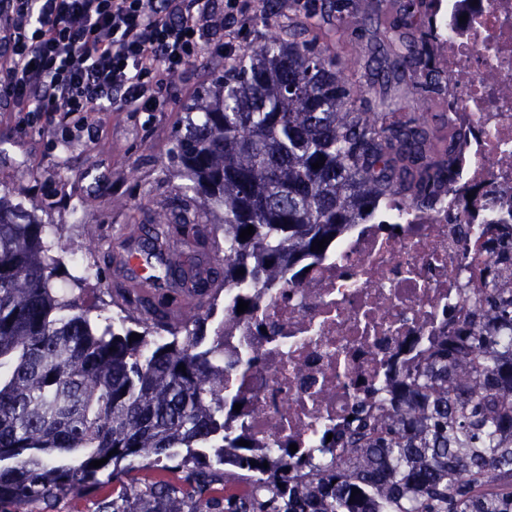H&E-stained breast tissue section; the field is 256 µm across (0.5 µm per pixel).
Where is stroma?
I'll return each mask as SVG.
<instances>
[{"mask_svg":"<svg viewBox=\"0 0 512 512\" xmlns=\"http://www.w3.org/2000/svg\"><path fill=\"white\" fill-rule=\"evenodd\" d=\"M208 82L197 64L172 81L165 111L92 113L91 139L54 141L43 126L0 112V190L24 187L26 207L65 225L62 249L88 247L97 255L103 282L84 295L85 305L111 308L112 290L127 276L120 259L137 246L130 237L135 221L172 204L176 181L167 166L182 106ZM116 195L127 207H113Z\"/></svg>","mask_w":512,"mask_h":512,"instance_id":"1","label":"stroma"}]
</instances>
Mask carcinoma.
<instances>
[{
	"label": "carcinoma",
	"instance_id": "carcinoma-1",
	"mask_svg": "<svg viewBox=\"0 0 512 512\" xmlns=\"http://www.w3.org/2000/svg\"><path fill=\"white\" fill-rule=\"evenodd\" d=\"M431 5L401 0L394 21L371 30L345 0H306L285 31L270 24L279 0H260L251 22L269 29L262 44L184 105L178 202L140 221L143 255L161 274L119 292L116 315L93 318L81 301L101 268L68 272L54 225L0 193V507L106 482L112 496L97 512H512L508 251L477 266L464 324L380 401L362 399L317 462L224 433L223 349L205 344L203 309L224 288L286 282L324 255L316 241L367 223L384 200L429 207L451 184L469 129L450 124L440 138L386 96L357 107L346 67L317 44L326 26L340 39L364 32L369 86L439 88L441 47L418 24ZM221 254L224 267L213 266ZM64 277L72 287L56 286ZM161 282L168 292L152 293ZM175 448L221 455L177 484L127 483Z\"/></svg>",
	"mask_w": 512,
	"mask_h": 512
}]
</instances>
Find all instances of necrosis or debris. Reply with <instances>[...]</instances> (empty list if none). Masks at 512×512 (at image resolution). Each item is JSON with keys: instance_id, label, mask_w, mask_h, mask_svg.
<instances>
[{"instance_id": "4bbe7bcc", "label": "necrosis or debris", "mask_w": 512, "mask_h": 512, "mask_svg": "<svg viewBox=\"0 0 512 512\" xmlns=\"http://www.w3.org/2000/svg\"><path fill=\"white\" fill-rule=\"evenodd\" d=\"M450 119L470 135L456 181L433 209L387 201L376 222L337 237L298 284L261 288L251 322L224 325V421L255 447L299 454L342 428L359 384L456 327L488 227L512 210V0H436ZM256 365H249L251 356ZM240 410H233V403Z\"/></svg>"}]
</instances>
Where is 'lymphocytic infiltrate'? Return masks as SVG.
<instances>
[{
	"label": "lymphocytic infiltrate",
	"instance_id": "f902f5d3",
	"mask_svg": "<svg viewBox=\"0 0 512 512\" xmlns=\"http://www.w3.org/2000/svg\"><path fill=\"white\" fill-rule=\"evenodd\" d=\"M243 0H0V112L26 124L160 112L169 77L243 21Z\"/></svg>",
	"mask_w": 512,
	"mask_h": 512
}]
</instances>
